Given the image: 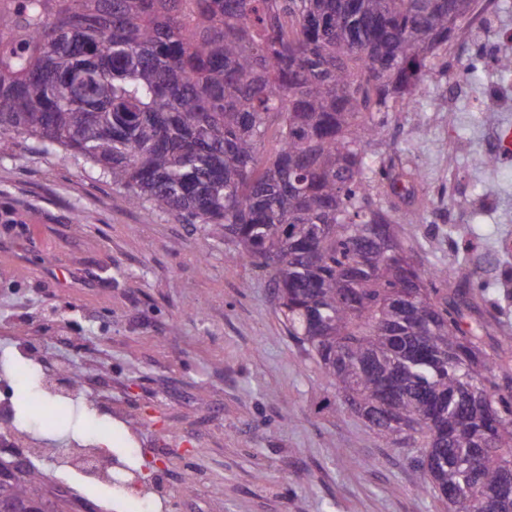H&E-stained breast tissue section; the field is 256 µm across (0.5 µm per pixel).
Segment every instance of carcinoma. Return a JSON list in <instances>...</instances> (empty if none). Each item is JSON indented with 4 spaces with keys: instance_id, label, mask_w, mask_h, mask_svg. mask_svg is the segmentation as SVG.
<instances>
[{
    "instance_id": "1",
    "label": "carcinoma",
    "mask_w": 512,
    "mask_h": 512,
    "mask_svg": "<svg viewBox=\"0 0 512 512\" xmlns=\"http://www.w3.org/2000/svg\"><path fill=\"white\" fill-rule=\"evenodd\" d=\"M13 2L0 9V158L21 138L126 205L224 233L269 273L288 335L343 397L337 414L412 452L420 486L459 488L454 512H483L512 468V377L483 326L464 324L467 270L417 269L367 193L377 114L413 101L476 0ZM273 120L280 146L260 171ZM0 508L68 512L29 465L0 483Z\"/></svg>"
}]
</instances>
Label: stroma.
I'll list each match as a JSON object with an SVG mask.
<instances>
[{
    "instance_id": "stroma-1",
    "label": "stroma",
    "mask_w": 512,
    "mask_h": 512,
    "mask_svg": "<svg viewBox=\"0 0 512 512\" xmlns=\"http://www.w3.org/2000/svg\"><path fill=\"white\" fill-rule=\"evenodd\" d=\"M449 41L412 104L384 114L373 192L423 209L399 238L423 271L469 267L473 319L512 370V0ZM472 63L469 79L448 72ZM495 111L498 121L481 115ZM222 234L118 203L111 184L21 144L0 160V370L37 367L18 421L63 448L111 418L100 460L163 485L149 512H448L411 457L339 402L288 335L267 272ZM51 379L54 395L43 392ZM165 444L167 454L155 456Z\"/></svg>"
}]
</instances>
